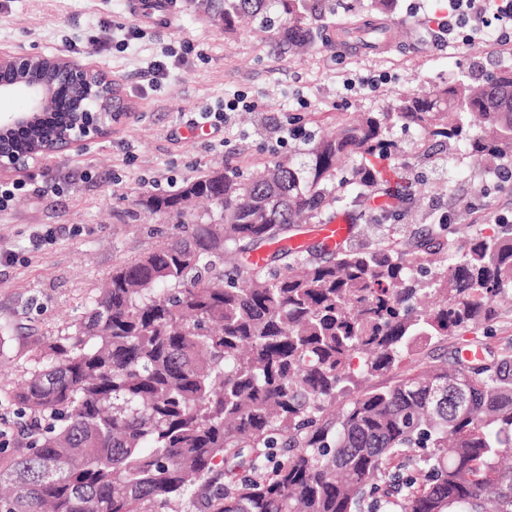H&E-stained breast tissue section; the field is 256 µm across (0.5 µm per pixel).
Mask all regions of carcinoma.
<instances>
[{"label": "carcinoma", "mask_w": 512, "mask_h": 512, "mask_svg": "<svg viewBox=\"0 0 512 512\" xmlns=\"http://www.w3.org/2000/svg\"><path fill=\"white\" fill-rule=\"evenodd\" d=\"M269 2L213 7L229 29ZM275 2L288 42H314L312 0ZM394 3L372 0L336 35L377 45L389 26L373 13ZM62 64L37 56L19 78L54 102L10 134L22 154L51 149L113 93L95 74L55 84ZM393 122L455 142L496 176L512 165V70L342 118L304 171L277 160L142 197L180 219L178 233L115 267L71 332L3 392L20 422L18 445L0 442V512H512V356L410 360L512 298V232H479L450 255L446 224L372 248L288 245L302 219L350 198L415 203L377 168L396 153ZM190 200L212 209L185 221ZM229 251L266 257L245 272L224 267ZM392 371L390 385L363 386Z\"/></svg>", "instance_id": "carcinoma-1"}]
</instances>
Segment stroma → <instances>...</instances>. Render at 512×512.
I'll list each match as a JSON object with an SVG mask.
<instances>
[{
    "label": "stroma",
    "instance_id": "35a3bbf8",
    "mask_svg": "<svg viewBox=\"0 0 512 512\" xmlns=\"http://www.w3.org/2000/svg\"><path fill=\"white\" fill-rule=\"evenodd\" d=\"M446 15L445 0H397L386 18L393 37L380 50L362 52L331 30L294 54L272 7L228 32L203 0H171L163 15L141 0H0V53L87 65L131 106L83 148L0 172V185H24L0 212V387L20 380L38 351L83 316L113 267L176 234V220L144 211L141 196L172 193L214 169L247 174L282 156L303 163L307 147L294 129L314 134L337 117L383 111L398 93L512 68V29L452 44L437 28ZM90 28L101 41L96 53L82 43ZM157 61L166 70L152 84L144 73ZM391 137L397 153L387 166L411 183L418 204L371 198L327 210L323 221L341 215L357 228L381 217L410 238L444 218L453 250L512 215V190L494 191L483 165L454 145L432 144L423 156L415 132L397 126ZM468 349L492 360L512 354V304L497 303L492 321L419 359Z\"/></svg>",
    "mask_w": 512,
    "mask_h": 512
}]
</instances>
